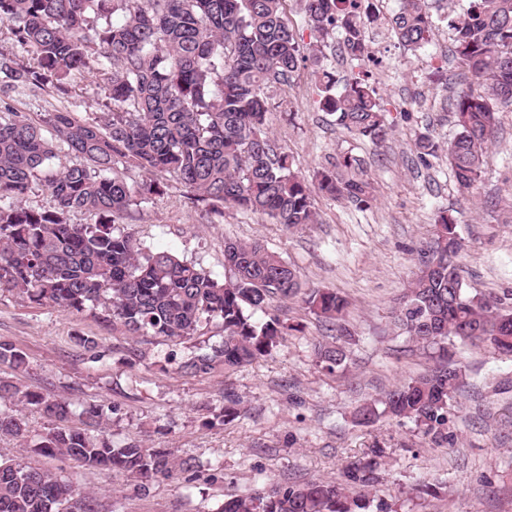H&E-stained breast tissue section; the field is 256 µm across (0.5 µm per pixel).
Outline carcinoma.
<instances>
[{
    "instance_id": "cac0c4a2",
    "label": "carcinoma",
    "mask_w": 512,
    "mask_h": 512,
    "mask_svg": "<svg viewBox=\"0 0 512 512\" xmlns=\"http://www.w3.org/2000/svg\"><path fill=\"white\" fill-rule=\"evenodd\" d=\"M286 0H0V23L29 56L26 63L0 53V93L15 85L65 97L76 78L93 73L108 91V118H83L68 107L38 121L0 99V291L38 305L93 311L102 306L112 326L134 336L182 342L204 335L212 323L224 335L218 344L182 361L184 374L230 371L268 356L288 334V325L268 311L275 297L301 296L310 313L340 324L347 307L333 290L302 291L295 270L278 253L254 241L224 242L225 281L167 251H153L120 229L130 207L166 193L169 175L205 199L265 214L286 228L317 223L319 193L362 209L371 183L360 160L340 155L311 180L295 171L288 155L268 135L267 89L289 84L307 61L320 91V106L336 126L375 145L392 133L377 91L363 78L343 87L318 69L321 43L343 34L352 61L368 57L366 31L381 18L365 0H302L311 41L301 45L285 10ZM123 19L111 21L116 11ZM108 19L91 24L90 15ZM453 55L475 87L453 98L456 134L448 147L431 136L415 144L419 158L446 153L460 188L479 181L492 145L497 113L512 107V0H468L458 12L448 0ZM398 43L417 50L431 41L429 0H400L390 20ZM50 135L44 134V128ZM83 159L52 170L56 144ZM138 168L150 178L130 185L115 170ZM35 183L50 190L55 207L36 211L21 198ZM81 210L91 224H70ZM456 219L438 212L432 240L418 251V270L395 312L396 327L410 340L436 350L426 373L356 408L361 426L382 417L407 419L435 443L453 444L443 432L448 406L464 385L453 360L454 343L512 356V305L468 288L458 262L462 241ZM262 312L266 319L259 320ZM333 372L346 367L344 345L318 346ZM0 363L25 366L22 351L0 343ZM54 422L36 451L67 456L89 467L131 478L146 488L175 471L196 479L188 458L138 441L114 443L69 424L73 409L54 395L23 391L0 380V435L28 436L24 408ZM346 483L286 482L224 500L222 512H368L372 464L355 463ZM0 512H97L94 498L75 482L18 460L0 461Z\"/></svg>"
}]
</instances>
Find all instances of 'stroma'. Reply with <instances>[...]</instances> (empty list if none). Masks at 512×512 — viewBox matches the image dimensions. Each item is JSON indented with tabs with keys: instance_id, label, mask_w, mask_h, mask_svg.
<instances>
[{
	"instance_id": "stroma-1",
	"label": "stroma",
	"mask_w": 512,
	"mask_h": 512,
	"mask_svg": "<svg viewBox=\"0 0 512 512\" xmlns=\"http://www.w3.org/2000/svg\"><path fill=\"white\" fill-rule=\"evenodd\" d=\"M382 22L369 29L364 62L344 59L339 37L320 55L338 79L366 73L376 87L393 135L380 145L356 139L322 111L308 72L272 85L270 135L296 170L312 176L336 155L357 156L374 187L366 210L322 196L317 223L286 229L263 215L234 208L215 211L179 184L134 206L121 222L137 242L195 261L225 278V239L258 240L297 272L305 287L331 289L349 305L344 323L353 338L346 371L327 373L318 344L336 327L304 309L300 299L272 300L297 330L271 355L231 372L216 368L188 376L170 363L219 341L206 335L179 345L115 331L101 311L82 313L31 305L0 294V341L27 360L16 371L0 364V377L74 404L112 407L101 431L116 442L139 441L192 459L194 482L159 480L146 494L68 457H45L33 447L52 423L27 410L28 438H0V459H23L77 482L96 498L99 512H220L225 496L273 482L343 481L347 467L375 458L373 492L392 512H512V360L464 347L457 360L468 385L448 410L453 444L437 445L412 422L383 418L353 421L356 406L427 371L429 351L394 324L398 303L416 269L418 250L434 230L438 210H450L463 241L460 264L474 292H512V112L500 113L494 144L484 157L475 190L462 191L445 158L421 161L415 143L429 135L445 142L456 128L448 99L468 89L450 53L452 32L441 0H433L431 42L411 52L393 36L389 21L398 0H373ZM106 88L94 75L75 82L69 99L19 86L9 93L18 111L38 119L72 103L83 117L104 112ZM240 400V414L222 418L225 392Z\"/></svg>"
}]
</instances>
